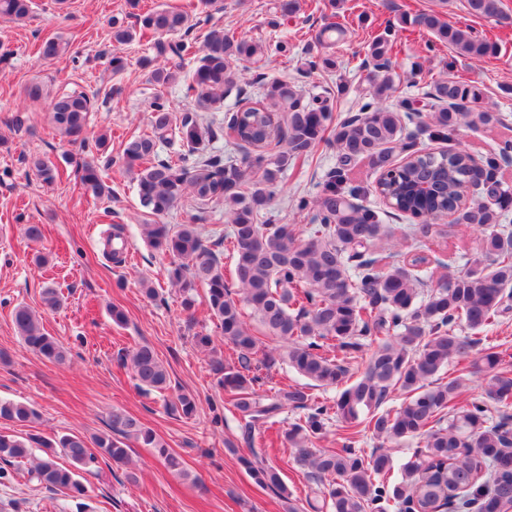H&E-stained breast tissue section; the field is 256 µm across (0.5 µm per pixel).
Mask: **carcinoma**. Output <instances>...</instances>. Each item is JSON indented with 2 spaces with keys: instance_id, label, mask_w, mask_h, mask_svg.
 I'll return each instance as SVG.
<instances>
[{
  "instance_id": "carcinoma-1",
  "label": "carcinoma",
  "mask_w": 512,
  "mask_h": 512,
  "mask_svg": "<svg viewBox=\"0 0 512 512\" xmlns=\"http://www.w3.org/2000/svg\"><path fill=\"white\" fill-rule=\"evenodd\" d=\"M439 9L398 18L401 26L428 32L435 42L464 58L484 59L498 54V44L476 34L472 27L452 22ZM469 16L497 19L499 0H464ZM32 0H0V17L28 18ZM192 28L190 15L179 8H157L136 17L133 26L114 16L112 42L124 45L147 33L184 35ZM340 22L325 24L316 35L320 50L309 68L330 70L336 60L329 49L344 35ZM396 30L388 27L371 42L372 68L367 78L373 100L359 113L333 123L334 96L328 90L311 98L296 86L278 79L265 84L264 103L230 112L227 129L234 144H247L254 153L224 161L204 157L205 143L216 136L210 125L190 115L177 119L161 97L151 105V131L128 140L120 157L125 171L134 175L139 204L151 222L142 225L145 242L173 257L167 269L169 283L179 287L182 306H195L196 283L206 286V301L224 341L237 354L224 362L208 334L195 335L196 345L210 351L217 386L232 398L245 420V432L259 424H273L285 408L303 416L286 432L306 469L310 491L320 501L316 512H512V371L503 366L494 347L484 348L474 374L483 376L484 396L461 405L463 375L448 373L466 360L480 339L458 328L480 331L509 310L512 299V226L505 223L512 211V188L500 178V162L512 156V141L505 140L480 158L465 148L439 153L415 149L416 140L449 141L463 124L476 127L504 123L503 115L482 108L483 89L453 74L433 83L425 93L431 122L409 99L395 107L380 104L390 90L389 69ZM156 56L166 66L151 70L157 85L176 81L190 57L198 65L185 83V97L200 112L217 108L238 87L243 62H260L268 48L263 44L214 29L200 47L184 39L157 40ZM66 47L48 38L39 53L45 59L62 56ZM92 101L84 93L51 98V122L61 137L86 143L85 128ZM178 138L184 150L174 159L158 156L159 146ZM321 142L334 144L339 162L330 169L315 196H300L295 207L313 213L312 224L301 230L295 224H259L257 216L273 200L279 173L309 157ZM400 152L406 153L397 160ZM365 161L377 174L373 193L384 204L357 202L366 194L349 176L350 166ZM29 167L50 184L58 168L39 155ZM86 193L110 197L95 157L78 165ZM198 205H222L231 216L224 234L233 262L231 277L238 296L228 288L219 254L206 245L199 232L198 214L185 224L171 227L159 219L177 207L186 195ZM415 220L405 232L422 247L446 242L456 226H471L482 234V259L465 270L448 274L443 283L425 287L427 255L417 252L383 263L378 245L393 240L383 223L386 209ZM446 219L440 226L436 220ZM251 314L264 335L283 343L278 356L265 354L266 364L282 361L308 380L269 396L265 380L252 368L260 338L246 322ZM12 319L23 344L41 357L61 363L67 351L47 334L41 318L18 304ZM366 360L363 372L344 385L336 400H317L311 387H337L353 375L351 362ZM121 361L129 367L140 388L162 392L169 374L155 351L139 345L126 351ZM398 389L405 400L396 409L380 410L387 394ZM173 409L191 417L196 397L182 392ZM368 415V427L377 439L395 444L415 440L423 447L400 466L378 448L368 453L348 442L340 448H317L326 427L338 419L358 425ZM37 416L23 402L0 399V419L24 425ZM134 440L158 449L167 467L182 475L183 462L170 453L161 438L139 420L121 410L111 414L110 432L85 439L64 435L56 440L23 438L0 432V485L15 479L13 466L27 465L30 479L49 491L66 490L86 497L83 474L93 473L98 455L116 464L128 462V442ZM99 449L95 454L90 447ZM43 449L38 456L34 449ZM71 461L64 467L56 451ZM240 464L255 482L289 497L280 474L257 458L241 456Z\"/></svg>"
}]
</instances>
